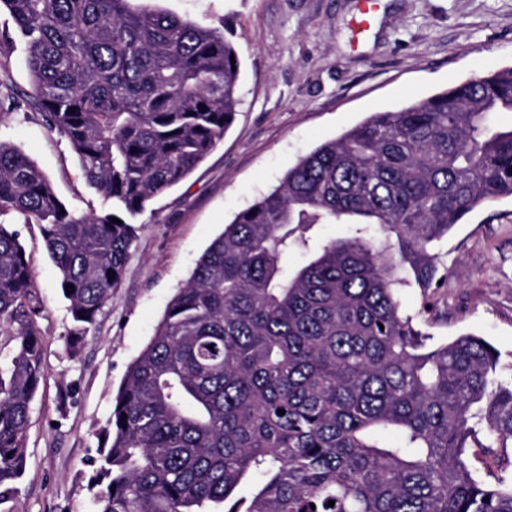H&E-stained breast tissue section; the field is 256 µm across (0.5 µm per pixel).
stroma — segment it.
<instances>
[{
    "label": "stroma",
    "instance_id": "35a3bbf8",
    "mask_svg": "<svg viewBox=\"0 0 512 512\" xmlns=\"http://www.w3.org/2000/svg\"><path fill=\"white\" fill-rule=\"evenodd\" d=\"M204 25L226 21L240 60L236 118L221 144L180 185L138 217L123 278L81 354L60 277L41 229L20 225L43 312L44 377L28 429L27 472L15 512H93L90 482L99 433L127 366L140 352L196 260L242 209L297 161L374 112L392 110L489 70L512 67V0H380L359 29V0H154ZM0 143L48 176L76 215L104 208L79 160L39 113L0 99ZM448 276L400 295L432 343L483 337L512 376V200L470 213L445 239Z\"/></svg>",
    "mask_w": 512,
    "mask_h": 512
}]
</instances>
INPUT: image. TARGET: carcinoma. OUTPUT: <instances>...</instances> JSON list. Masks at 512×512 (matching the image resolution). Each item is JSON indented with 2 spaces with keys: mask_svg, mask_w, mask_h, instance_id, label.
Wrapping results in <instances>:
<instances>
[{
  "mask_svg": "<svg viewBox=\"0 0 512 512\" xmlns=\"http://www.w3.org/2000/svg\"><path fill=\"white\" fill-rule=\"evenodd\" d=\"M132 2L0 0L31 78L19 95L5 74L0 90L41 114L112 201L75 217L0 143V506L26 471L44 356L32 261L8 220L40 226L71 286L77 355L137 217L223 141L240 103L224 22ZM494 112H512V67L371 114L224 225L116 392L95 512H512V480L469 464L473 447L512 445L500 353L469 333L428 348L400 301L412 284L439 287L456 224L512 198V129ZM323 224L353 233L312 237ZM292 253L306 260L289 272Z\"/></svg>",
  "mask_w": 512,
  "mask_h": 512,
  "instance_id": "cac0c4a2",
  "label": "carcinoma"
}]
</instances>
